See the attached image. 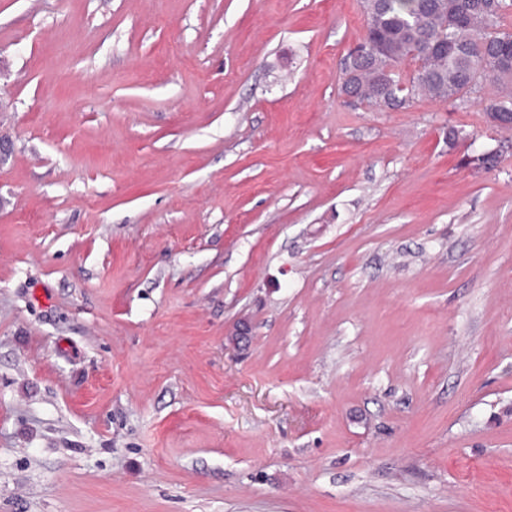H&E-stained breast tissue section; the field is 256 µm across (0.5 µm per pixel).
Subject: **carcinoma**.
<instances>
[{
	"instance_id": "carcinoma-1",
	"label": "carcinoma",
	"mask_w": 512,
	"mask_h": 512,
	"mask_svg": "<svg viewBox=\"0 0 512 512\" xmlns=\"http://www.w3.org/2000/svg\"><path fill=\"white\" fill-rule=\"evenodd\" d=\"M369 51L355 84L360 102L405 109L418 96L467 107L484 84L500 89L486 106L512 114V32L503 28L512 0H361ZM418 67L402 78L407 59Z\"/></svg>"
}]
</instances>
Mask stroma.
<instances>
[{
  "label": "stroma",
  "instance_id": "35a3bbf8",
  "mask_svg": "<svg viewBox=\"0 0 512 512\" xmlns=\"http://www.w3.org/2000/svg\"><path fill=\"white\" fill-rule=\"evenodd\" d=\"M365 34L0 0V512H512V132L346 104Z\"/></svg>",
  "mask_w": 512,
  "mask_h": 512
}]
</instances>
